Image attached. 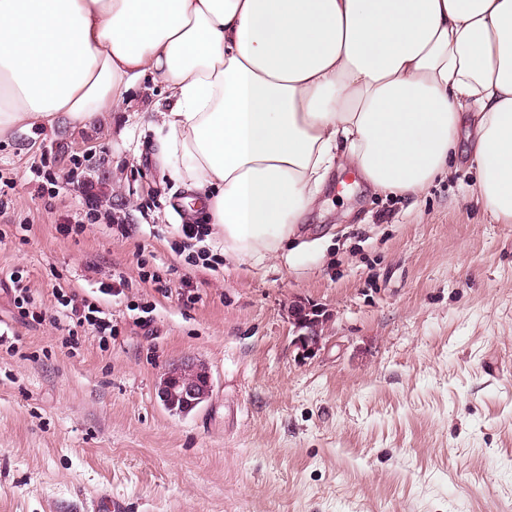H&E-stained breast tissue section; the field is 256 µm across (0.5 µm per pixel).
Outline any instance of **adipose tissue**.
I'll return each instance as SVG.
<instances>
[{"label": "adipose tissue", "mask_w": 512, "mask_h": 512, "mask_svg": "<svg viewBox=\"0 0 512 512\" xmlns=\"http://www.w3.org/2000/svg\"><path fill=\"white\" fill-rule=\"evenodd\" d=\"M147 76L156 158L231 261L290 259L336 166L416 197L465 151L512 223V0H0V137Z\"/></svg>", "instance_id": "adipose-tissue-1"}]
</instances>
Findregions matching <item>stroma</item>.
Wrapping results in <instances>:
<instances>
[{
	"label": "stroma",
	"mask_w": 512,
	"mask_h": 512,
	"mask_svg": "<svg viewBox=\"0 0 512 512\" xmlns=\"http://www.w3.org/2000/svg\"><path fill=\"white\" fill-rule=\"evenodd\" d=\"M125 98L84 129L0 139L16 181L0 228L30 227L0 242V271L27 270L50 315L54 288L126 281L99 298L109 343L87 336L74 356L65 331L18 318L0 281V331L20 338L0 351V512H91L105 491L127 512H512V224L471 201L466 159L415 199L332 171L291 263L213 271L177 251L201 218L140 120L161 86ZM43 161L50 194L30 173ZM94 207L129 237L57 232ZM298 300L325 312L308 359L292 344ZM188 360L212 392L175 415L158 384Z\"/></svg>",
	"instance_id": "stroma-1"
}]
</instances>
